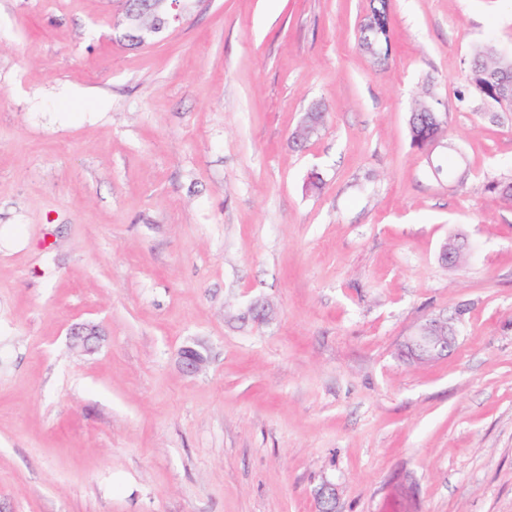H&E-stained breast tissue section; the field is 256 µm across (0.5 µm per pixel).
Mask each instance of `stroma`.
Segmentation results:
<instances>
[{"label":"stroma","mask_w":512,"mask_h":512,"mask_svg":"<svg viewBox=\"0 0 512 512\" xmlns=\"http://www.w3.org/2000/svg\"><path fill=\"white\" fill-rule=\"evenodd\" d=\"M122 8L0 0V512H512V112L459 96L512 0H389L383 63L370 0H203L138 48ZM427 89L463 178L410 144ZM439 315L448 356L402 357ZM70 336L74 348L90 353L95 350L101 333L98 326L84 323L74 326L71 329Z\"/></svg>","instance_id":"obj_1"}]
</instances>
